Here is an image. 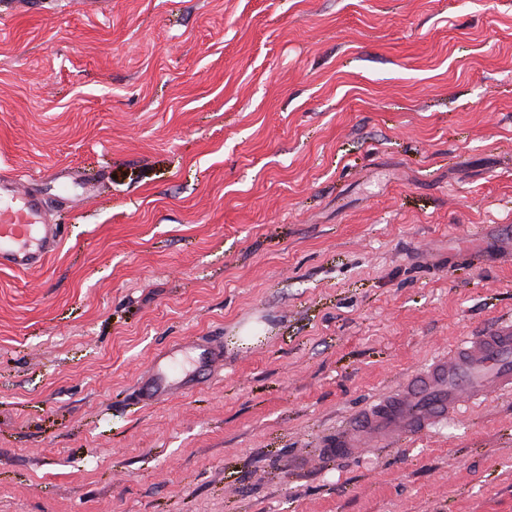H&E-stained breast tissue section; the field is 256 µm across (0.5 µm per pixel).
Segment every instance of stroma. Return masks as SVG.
<instances>
[{
	"mask_svg": "<svg viewBox=\"0 0 512 512\" xmlns=\"http://www.w3.org/2000/svg\"><path fill=\"white\" fill-rule=\"evenodd\" d=\"M0 170V512H512L511 390L324 451L512 320V0H0ZM47 200L20 187L18 176L0 173V269L33 273L57 250L59 224L45 219ZM189 352L196 356L191 357ZM184 355L183 360L178 355ZM224 361V351L215 341L198 340L190 345L174 344L158 353L147 372L135 384V398L143 405L186 393L194 385L199 366L214 368ZM191 366L187 370L186 365Z\"/></svg>",
	"mask_w": 512,
	"mask_h": 512,
	"instance_id": "1",
	"label": "stroma"
}]
</instances>
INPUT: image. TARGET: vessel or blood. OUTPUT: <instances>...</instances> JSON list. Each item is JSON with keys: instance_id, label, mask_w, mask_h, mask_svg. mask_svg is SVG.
Here are the masks:
<instances>
[{"instance_id": "vessel-or-blood-1", "label": "vessel or blood", "mask_w": 512, "mask_h": 512, "mask_svg": "<svg viewBox=\"0 0 512 512\" xmlns=\"http://www.w3.org/2000/svg\"><path fill=\"white\" fill-rule=\"evenodd\" d=\"M46 198L23 189L17 175L0 173V269L33 273L57 250L59 225L46 219ZM224 359L219 343L200 340L174 344L158 353L135 384V397L150 405L194 385L195 368H213ZM512 389V324L504 323L469 338L447 358L413 374L403 389L382 399L337 435L331 448L343 455L368 443L387 444L419 433L455 414L466 401L495 389Z\"/></svg>"}]
</instances>
